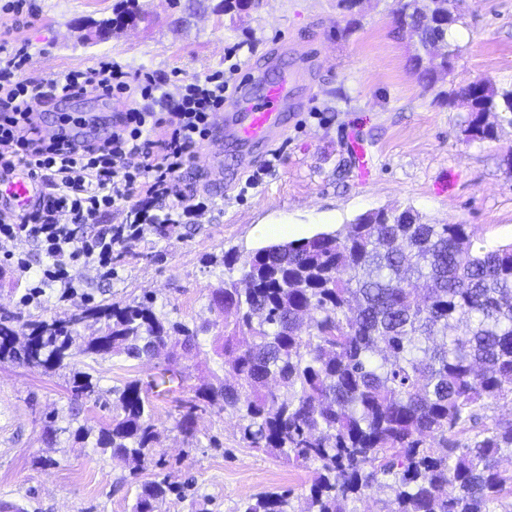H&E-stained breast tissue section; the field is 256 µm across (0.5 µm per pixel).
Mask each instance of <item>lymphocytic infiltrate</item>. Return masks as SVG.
<instances>
[{
	"label": "lymphocytic infiltrate",
	"mask_w": 512,
	"mask_h": 512,
	"mask_svg": "<svg viewBox=\"0 0 512 512\" xmlns=\"http://www.w3.org/2000/svg\"><path fill=\"white\" fill-rule=\"evenodd\" d=\"M25 43L0 37V183L24 171L43 189L36 202L13 212L0 210V240L36 243L49 259L30 281L26 302L44 287H71L68 263H96L112 273V255L151 224H176L196 209L179 186V175L197 158L224 108V75L185 80L178 100L149 70L130 72L109 59L52 78L25 75ZM93 92L119 96L129 106L100 137L59 128L44 134L38 107ZM126 213L123 224L90 237L78 224L98 223L110 209ZM68 223H61V216Z\"/></svg>",
	"instance_id": "f902f5d3"
}]
</instances>
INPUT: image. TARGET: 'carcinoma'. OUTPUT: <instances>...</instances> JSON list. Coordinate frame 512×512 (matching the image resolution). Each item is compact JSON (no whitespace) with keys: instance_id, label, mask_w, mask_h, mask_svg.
<instances>
[{"instance_id":"carcinoma-1","label":"carcinoma","mask_w":512,"mask_h":512,"mask_svg":"<svg viewBox=\"0 0 512 512\" xmlns=\"http://www.w3.org/2000/svg\"><path fill=\"white\" fill-rule=\"evenodd\" d=\"M447 0H401L398 30L416 39L415 65L427 90L438 78L422 65L427 47L448 40L458 16ZM476 114L474 139L493 137L486 113L508 115L512 89L484 79L438 96ZM224 279L211 289L214 318L172 320L143 296L95 304L66 319L0 313V361L43 372L78 356L151 360L199 348L220 329L213 353L223 374L196 389L198 402L238 419L247 447L314 465L304 512H354L349 504L378 485L387 512H497L512 494V418L481 412L512 406V243L475 246L468 224H424L411 208L356 217L344 228L281 240L242 258L226 252ZM103 323L95 336L79 326ZM465 330L451 334L459 326ZM75 397L96 384L73 375ZM112 420L94 447L145 468L159 438L138 381L112 391ZM167 480L142 485L132 512H157ZM285 493L244 498L237 512H288Z\"/></svg>"}]
</instances>
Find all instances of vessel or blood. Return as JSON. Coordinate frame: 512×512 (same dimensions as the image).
Listing matches in <instances>:
<instances>
[{
  "label": "vessel or blood",
  "instance_id": "b4317fda",
  "mask_svg": "<svg viewBox=\"0 0 512 512\" xmlns=\"http://www.w3.org/2000/svg\"><path fill=\"white\" fill-rule=\"evenodd\" d=\"M303 90L304 79L297 72L264 86L258 94L248 88L240 89L233 111L225 113L223 122L216 128L217 139L242 147L241 165L249 167L251 148H271L284 135L289 113L302 108ZM39 194V183L20 173L0 191V205L28 206Z\"/></svg>",
  "mask_w": 512,
  "mask_h": 512
}]
</instances>
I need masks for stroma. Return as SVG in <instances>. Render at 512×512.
<instances>
[{"label":"stroma","instance_id":"1","mask_svg":"<svg viewBox=\"0 0 512 512\" xmlns=\"http://www.w3.org/2000/svg\"><path fill=\"white\" fill-rule=\"evenodd\" d=\"M34 25L14 30L28 44L27 73L50 77L82 70L108 57L126 69L147 68L179 95L185 79L223 72L225 105L250 78L269 80L308 67L307 92L274 154L254 149L241 169L237 148L224 150L223 176L196 158L181 186L199 214L181 224L149 227L112 258V276L96 264H73V286L43 288L29 305L5 252H24L32 273L47 256L31 242L0 245V311L19 321L65 317L85 301L125 303L151 294L171 319L209 318L211 287L224 276L212 257L245 256L267 242L264 226L293 225L299 236L343 229L377 209L418 211L431 224H468L479 244L512 242V124L487 116L493 138L476 140L471 112L460 100L424 90L413 69V40L396 29L400 0H362L344 10L339 0H262L251 10H225L222 0H138L140 17L95 37L96 25L114 17L122 0H26ZM460 36L450 76L437 86L452 90L477 78L512 87V0H463ZM126 104L85 94L42 106L47 130L62 118L86 119L94 132L110 130ZM370 145L358 159L354 142ZM258 186H250V179ZM216 333L202 335L197 356L139 362L115 356L78 358L75 368L43 373L0 363V500L26 512H131L142 485L167 480L208 501L209 512H236L240 500L260 492L288 493L301 512L311 469L246 448L237 422L207 408L193 415L190 432L176 422L196 389L216 368ZM90 373L98 397L74 402V371ZM161 435L150 463L132 475L125 463L100 455L74 437L78 426L109 422L113 389L138 380L153 387Z\"/></svg>","mask_w":512,"mask_h":512}]
</instances>
